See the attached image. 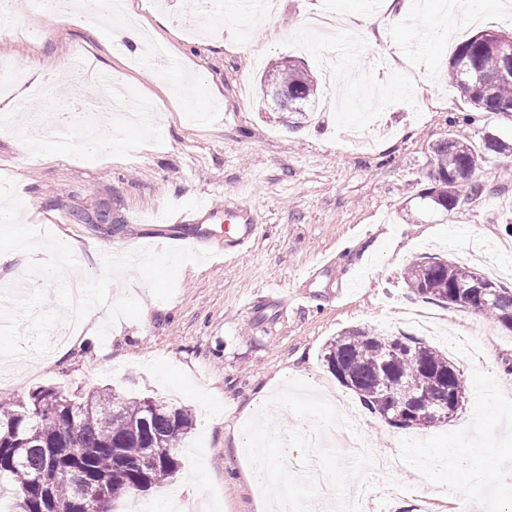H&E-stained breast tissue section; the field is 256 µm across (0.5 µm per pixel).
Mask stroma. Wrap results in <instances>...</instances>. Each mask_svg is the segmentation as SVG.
<instances>
[{
    "label": "stroma",
    "mask_w": 512,
    "mask_h": 512,
    "mask_svg": "<svg viewBox=\"0 0 512 512\" xmlns=\"http://www.w3.org/2000/svg\"><path fill=\"white\" fill-rule=\"evenodd\" d=\"M442 3L420 0L412 24L386 25L378 41L389 52L381 55L363 52L368 34L338 30L323 44L306 28L312 13L367 12L370 0H278L274 38L263 20L228 12L220 0H151L141 24L161 34L181 66L159 79L149 69L129 68L126 55L107 48L91 28L15 0L0 60L54 70L56 81L35 95L11 94L14 126L67 109L70 98L96 95V87L81 83L72 55L84 46L100 70L152 99L166 127L146 134L97 113L99 132L119 138L97 154L85 153L78 141L66 150L34 147L0 133V170L10 172L24 223L49 224L54 234L79 241L83 279L101 274L111 247L142 248L135 218L161 223L165 212L205 191L225 198L249 186L263 229L243 257L183 264L170 300L154 298L136 274L116 278L111 299L135 298L142 316L112 322L106 308L93 309L82 328L107 327L105 338L65 341L58 357L17 358L0 370V401L47 387L75 395L110 388L186 407L195 426L181 468L172 485L147 495L148 512L183 495L203 499L210 512H264L265 496L235 437L286 379L297 378L330 392L348 420L338 434L358 432L374 456L403 459L400 469L375 470L374 489L349 481L348 499L366 502L367 512H457L465 503L472 512H512V454L505 452L512 393L493 395L501 375L512 374V330L473 310L416 298L402 280L409 263L428 255L477 266L473 251L482 244L502 270L498 283L512 288V234L502 221L512 212L511 157L487 155L474 176L482 194L448 217L418 200L431 184L434 143L452 133L476 144L488 132L512 137V113L473 112L445 72L456 42L482 30L511 31L512 6L484 0L476 14L447 21ZM288 57L314 76L319 99L339 101L293 129L259 84L264 71ZM325 251L338 255L336 280L348 286L343 299L329 298L326 279L307 285L298 278ZM275 282L295 293L291 306L266 297ZM409 307L451 323L452 335L426 337V344L451 355L461 346L478 352L459 366L464 406L449 421L422 429L386 424L322 362L326 343L347 329L421 336L402 319ZM477 445L504 451L496 477L479 486L466 468L447 465L448 457H471ZM416 470L426 476L423 485L412 482Z\"/></svg>",
    "instance_id": "35a3bbf8"
}]
</instances>
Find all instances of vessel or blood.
Instances as JSON below:
<instances>
[{
  "mask_svg": "<svg viewBox=\"0 0 512 512\" xmlns=\"http://www.w3.org/2000/svg\"><path fill=\"white\" fill-rule=\"evenodd\" d=\"M261 230L245 202L219 206L208 201L178 208L164 223L146 225L145 236L154 243L181 241L196 250L232 257L248 252Z\"/></svg>",
  "mask_w": 512,
  "mask_h": 512,
  "instance_id": "1",
  "label": "vessel or blood"
}]
</instances>
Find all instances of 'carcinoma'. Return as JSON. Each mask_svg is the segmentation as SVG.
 <instances>
[{"mask_svg":"<svg viewBox=\"0 0 512 512\" xmlns=\"http://www.w3.org/2000/svg\"><path fill=\"white\" fill-rule=\"evenodd\" d=\"M480 33L456 43L448 77L478 112H512V80L496 85L465 88L458 62L464 58L493 72L499 58L479 39ZM262 92L288 91L295 102L316 95L314 77L293 61L269 71L261 79ZM484 149L512 155V142L489 136ZM434 184L423 194L431 206L448 215L482 192L473 181L482 155L465 138L450 137L431 148ZM474 269L438 257L411 264L403 279L421 299L462 306L456 287ZM496 291L474 310L512 330V289L489 278ZM323 361L336 379L354 392L364 407L389 421L393 396L409 392L435 401L454 394L466 399L467 387L457 366L442 352L406 336H380L350 329L334 337ZM194 426L184 407L147 397H126L106 388L83 396H68L54 388L38 389L24 401L0 403V491L11 495L10 512H75L73 476L96 487L109 485L106 495L85 504L83 512H113L122 497L137 498L170 480L178 472V453ZM48 472V481L36 478Z\"/></svg>","mask_w":512,"mask_h":512,"instance_id":"carcinoma-1","label":"carcinoma"}]
</instances>
